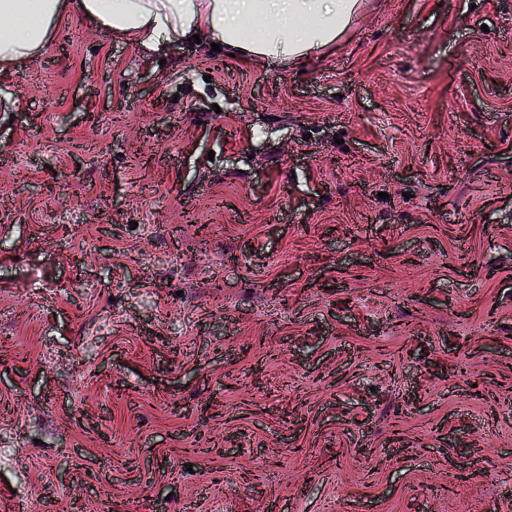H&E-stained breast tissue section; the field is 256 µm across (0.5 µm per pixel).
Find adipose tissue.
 Instances as JSON below:
<instances>
[{
    "label": "adipose tissue",
    "mask_w": 512,
    "mask_h": 512,
    "mask_svg": "<svg viewBox=\"0 0 512 512\" xmlns=\"http://www.w3.org/2000/svg\"><path fill=\"white\" fill-rule=\"evenodd\" d=\"M361 0H0V71L37 56L65 8L153 54L199 35L261 63H296L336 41Z\"/></svg>",
    "instance_id": "obj_1"
}]
</instances>
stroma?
I'll return each instance as SVG.
<instances>
[{
  "instance_id": "stroma-1",
  "label": "stroma",
  "mask_w": 512,
  "mask_h": 512,
  "mask_svg": "<svg viewBox=\"0 0 512 512\" xmlns=\"http://www.w3.org/2000/svg\"><path fill=\"white\" fill-rule=\"evenodd\" d=\"M0 512H512V0L0 73Z\"/></svg>"
}]
</instances>
